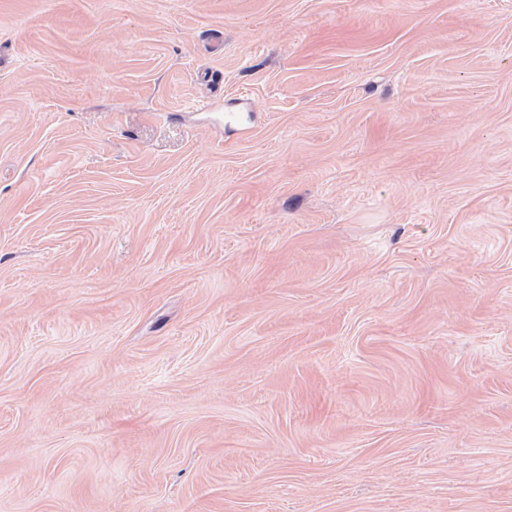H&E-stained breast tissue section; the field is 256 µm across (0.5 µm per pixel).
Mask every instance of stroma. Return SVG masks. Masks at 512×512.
I'll return each instance as SVG.
<instances>
[{
	"label": "stroma",
	"instance_id": "obj_1",
	"mask_svg": "<svg viewBox=\"0 0 512 512\" xmlns=\"http://www.w3.org/2000/svg\"><path fill=\"white\" fill-rule=\"evenodd\" d=\"M0 512H512V0H0Z\"/></svg>",
	"mask_w": 512,
	"mask_h": 512
}]
</instances>
